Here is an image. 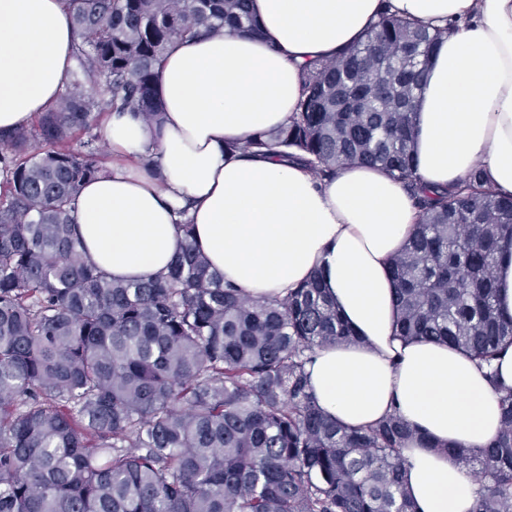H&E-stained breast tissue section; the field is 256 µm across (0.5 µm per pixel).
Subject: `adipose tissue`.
Masks as SVG:
<instances>
[{
  "label": "adipose tissue",
  "mask_w": 512,
  "mask_h": 512,
  "mask_svg": "<svg viewBox=\"0 0 512 512\" xmlns=\"http://www.w3.org/2000/svg\"><path fill=\"white\" fill-rule=\"evenodd\" d=\"M386 8L448 31L417 106L420 181L452 186L479 169L495 193L512 195V0H249L261 36L227 30L169 47L161 126L130 111L106 119L112 158L80 189L73 219L86 258L116 279L165 271L185 222L244 297L283 299L321 274L362 342L325 347L308 364L318 405L352 428L399 412L415 430L402 450L415 512H475L480 486L452 451L498 435L512 347L494 360L493 383L448 343L396 337L389 267L419 221L401 182L357 163L320 179L303 163L238 148L288 126L304 66L363 41ZM75 43L68 0H0V132L56 103Z\"/></svg>",
  "instance_id": "adipose-tissue-1"
}]
</instances>
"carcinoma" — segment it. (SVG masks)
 I'll use <instances>...</instances> for the list:
<instances>
[{"label":"carcinoma","mask_w":512,"mask_h":512,"mask_svg":"<svg viewBox=\"0 0 512 512\" xmlns=\"http://www.w3.org/2000/svg\"><path fill=\"white\" fill-rule=\"evenodd\" d=\"M70 6V84L34 124L0 133V512H414L402 418L349 428L316 404L305 365L359 342L320 277L281 301L244 298L190 224L147 282L114 280L84 256L72 212L102 167L100 117L130 110L159 124L165 52L202 31L260 34L248 0ZM446 33L383 12L365 41L304 66L287 127L241 149L279 151L322 177L379 166L417 191L421 221L390 267L398 335L446 341L492 375L512 344L494 276L512 244V197L479 172L426 189L415 165L425 70L413 57L429 61ZM501 410L492 444L456 451L481 480L475 512H512V388Z\"/></svg>","instance_id":"1"}]
</instances>
